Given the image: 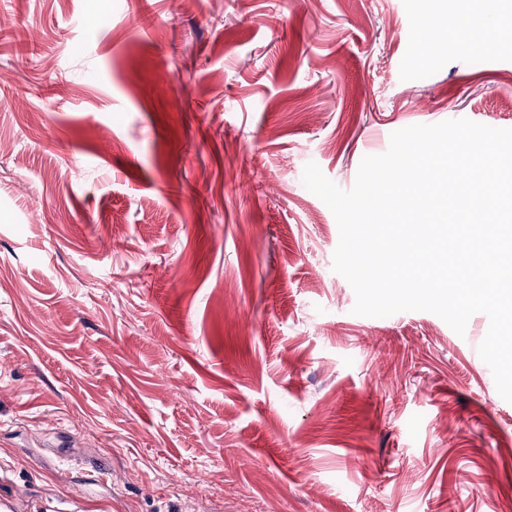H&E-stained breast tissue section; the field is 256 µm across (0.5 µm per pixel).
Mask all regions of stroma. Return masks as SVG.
Here are the masks:
<instances>
[{
  "mask_svg": "<svg viewBox=\"0 0 512 512\" xmlns=\"http://www.w3.org/2000/svg\"><path fill=\"white\" fill-rule=\"evenodd\" d=\"M459 118L512 128V0H0V498L512 512L487 316L353 314L302 182Z\"/></svg>",
  "mask_w": 512,
  "mask_h": 512,
  "instance_id": "35a3bbf8",
  "label": "stroma"
}]
</instances>
